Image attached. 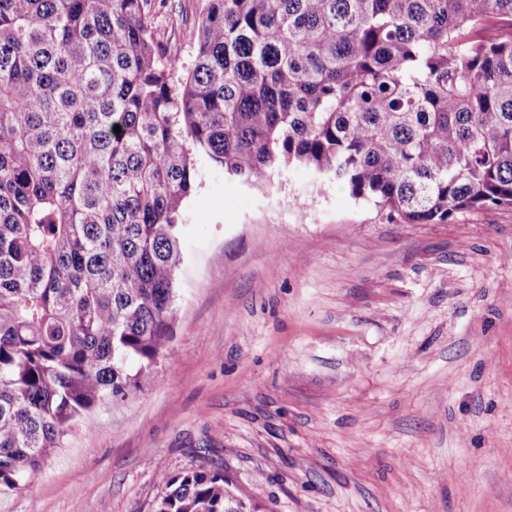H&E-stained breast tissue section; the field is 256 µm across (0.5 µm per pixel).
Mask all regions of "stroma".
Here are the masks:
<instances>
[{
    "mask_svg": "<svg viewBox=\"0 0 512 512\" xmlns=\"http://www.w3.org/2000/svg\"><path fill=\"white\" fill-rule=\"evenodd\" d=\"M201 0H159L181 67ZM155 377L75 422L0 512H155L217 470L255 512H512V208L404 224L206 174Z\"/></svg>",
    "mask_w": 512,
    "mask_h": 512,
    "instance_id": "stroma-1",
    "label": "stroma"
}]
</instances>
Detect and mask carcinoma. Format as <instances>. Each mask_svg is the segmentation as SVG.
Returning a JSON list of instances; mask_svg holds the SVG:
<instances>
[{
    "label": "carcinoma",
    "instance_id": "obj_1",
    "mask_svg": "<svg viewBox=\"0 0 512 512\" xmlns=\"http://www.w3.org/2000/svg\"><path fill=\"white\" fill-rule=\"evenodd\" d=\"M171 59L152 0H0V491L149 377L206 173L304 168L405 224L512 208V0H203ZM161 481L156 512L243 508Z\"/></svg>",
    "mask_w": 512,
    "mask_h": 512
}]
</instances>
